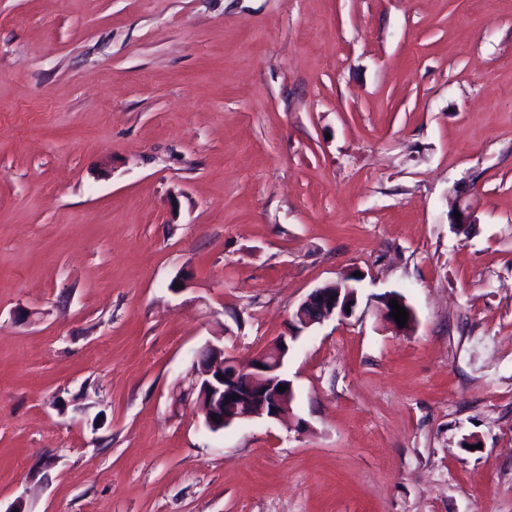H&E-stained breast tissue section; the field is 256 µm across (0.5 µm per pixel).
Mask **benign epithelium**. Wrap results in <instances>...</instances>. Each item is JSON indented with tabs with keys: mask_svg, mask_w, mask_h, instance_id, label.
Returning <instances> with one entry per match:
<instances>
[{
	"mask_svg": "<svg viewBox=\"0 0 512 512\" xmlns=\"http://www.w3.org/2000/svg\"><path fill=\"white\" fill-rule=\"evenodd\" d=\"M455 192L461 218L452 224L462 231L474 223L473 212L462 204L466 192L458 186ZM356 300L357 290L348 284L316 288L295 311L291 331L300 333L337 315L347 318L351 316L347 309H355ZM289 349L288 337L282 336L280 348L271 346L250 362L240 363L223 344L206 342L196 353L190 384L205 428L218 432L234 421L280 419L289 413L294 399L293 382L284 371ZM278 384L286 390L276 389Z\"/></svg>",
	"mask_w": 512,
	"mask_h": 512,
	"instance_id": "1",
	"label": "benign epithelium"
}]
</instances>
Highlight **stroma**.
Segmentation results:
<instances>
[{"mask_svg":"<svg viewBox=\"0 0 512 512\" xmlns=\"http://www.w3.org/2000/svg\"><path fill=\"white\" fill-rule=\"evenodd\" d=\"M355 273L291 343L290 417L207 430L197 350L250 359ZM17 503L512 512V0H0Z\"/></svg>","mask_w":512,"mask_h":512,"instance_id":"35a3bbf8","label":"stroma"}]
</instances>
